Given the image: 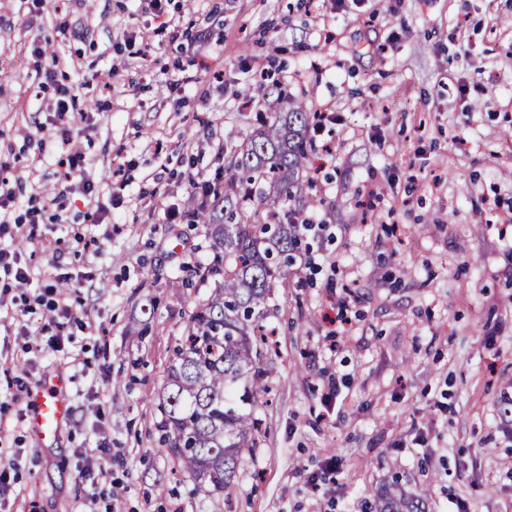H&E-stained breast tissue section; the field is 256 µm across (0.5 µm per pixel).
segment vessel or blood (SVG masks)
Wrapping results in <instances>:
<instances>
[{"mask_svg": "<svg viewBox=\"0 0 512 512\" xmlns=\"http://www.w3.org/2000/svg\"><path fill=\"white\" fill-rule=\"evenodd\" d=\"M69 398L62 384L36 385L29 395L26 421L38 444L52 441L69 416Z\"/></svg>", "mask_w": 512, "mask_h": 512, "instance_id": "1", "label": "vessel or blood"}]
</instances>
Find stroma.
<instances>
[{
  "label": "stroma",
  "mask_w": 512,
  "mask_h": 512,
  "mask_svg": "<svg viewBox=\"0 0 512 512\" xmlns=\"http://www.w3.org/2000/svg\"><path fill=\"white\" fill-rule=\"evenodd\" d=\"M0 0V158L24 206L65 192L32 240L0 239L33 280L0 271V512H363L399 475L429 512H512V0ZM69 28L57 29L60 18ZM47 43L57 82L85 115L87 164L67 180L27 136L56 95L28 52ZM118 72H111L113 61ZM194 76L180 97L166 81ZM290 98L329 112L313 173L328 229L277 294L266 434L229 494L197 488L157 445L173 349L215 283L207 223L224 204L192 182L223 180L257 113ZM121 187L103 223L85 215ZM195 208V224L165 208ZM96 238L97 258L56 240ZM50 285L79 320L61 350L23 315ZM98 356L101 366L82 367ZM63 381L70 417L38 446L35 385ZM108 444L112 483L81 484L84 449ZM336 458L335 474L325 463Z\"/></svg>",
  "instance_id": "35a3bbf8"
}]
</instances>
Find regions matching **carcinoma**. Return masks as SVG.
<instances>
[{"label":"carcinoma","instance_id":"obj_1","mask_svg":"<svg viewBox=\"0 0 512 512\" xmlns=\"http://www.w3.org/2000/svg\"><path fill=\"white\" fill-rule=\"evenodd\" d=\"M310 116L290 100L235 146L224 169V223L213 228L224 264L206 268L214 293L192 314L167 369L161 445L210 493L230 491L241 457L257 447L256 410L268 390L264 323L277 311V284L315 229L304 222L316 206L304 175L314 159ZM366 509L428 512V505L395 480L372 492Z\"/></svg>","mask_w":512,"mask_h":512}]
</instances>
